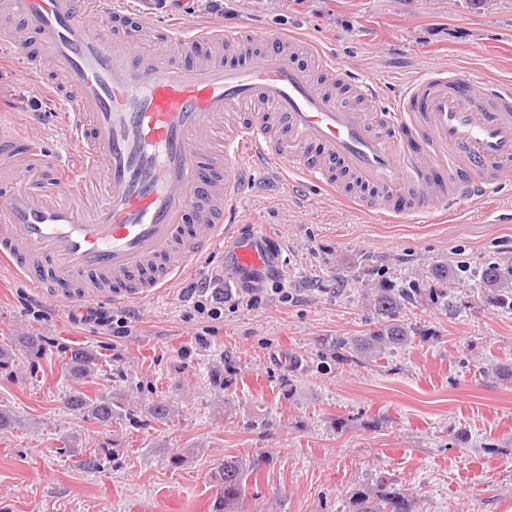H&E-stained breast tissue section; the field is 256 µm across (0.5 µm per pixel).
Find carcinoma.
<instances>
[{"label": "carcinoma", "mask_w": 512, "mask_h": 512, "mask_svg": "<svg viewBox=\"0 0 512 512\" xmlns=\"http://www.w3.org/2000/svg\"><path fill=\"white\" fill-rule=\"evenodd\" d=\"M458 270L456 264L436 267L431 274L432 286L419 288L416 284H380L372 293L374 317L371 329L356 337L339 336L329 345L328 351L342 362L354 358L372 357L387 348L406 346L415 337H424L423 330L404 322L403 311L423 298L443 305L448 304V292L441 287ZM481 287L488 291L494 305L512 311V261H492L478 270ZM102 367L101 355L83 346H71L67 354L66 373L77 384L66 399L68 410L79 417L101 424H110L121 416L122 406L108 395L90 396L81 386L93 381ZM76 465L87 472L101 469L107 455L105 451L84 452L76 443L67 442ZM256 470V464L246 463L239 457L224 460L218 471L220 495L215 499L212 512H231L245 493L246 482ZM416 502L409 494L392 487L380 479L375 487L359 492L354 499L355 512H415Z\"/></svg>", "instance_id": "carcinoma-1"}]
</instances>
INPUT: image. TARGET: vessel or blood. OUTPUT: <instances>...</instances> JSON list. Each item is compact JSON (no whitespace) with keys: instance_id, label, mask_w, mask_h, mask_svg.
<instances>
[{"instance_id":"b4317fda","label":"vessel or blood","mask_w":512,"mask_h":512,"mask_svg":"<svg viewBox=\"0 0 512 512\" xmlns=\"http://www.w3.org/2000/svg\"><path fill=\"white\" fill-rule=\"evenodd\" d=\"M0 14L16 23L0 44L34 37L32 67L48 60L49 88L69 106L65 153L35 131H0V266L82 318L169 288L219 247L261 286L280 256L261 225L236 230L259 167L328 199L344 175L361 191L355 208L407 222L512 189V87L454 66L386 98L323 52L319 82L295 36L254 56L242 32L164 27L151 7L129 18L115 0H0ZM202 42L220 54L201 56ZM246 104L255 114L226 131Z\"/></svg>"}]
</instances>
